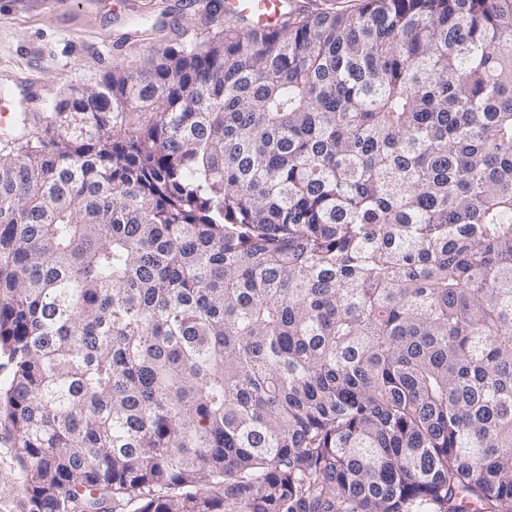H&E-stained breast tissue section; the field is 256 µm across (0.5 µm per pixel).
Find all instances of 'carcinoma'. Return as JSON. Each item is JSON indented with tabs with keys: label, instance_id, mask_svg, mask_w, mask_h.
I'll use <instances>...</instances> for the list:
<instances>
[{
	"label": "carcinoma",
	"instance_id": "carcinoma-1",
	"mask_svg": "<svg viewBox=\"0 0 512 512\" xmlns=\"http://www.w3.org/2000/svg\"><path fill=\"white\" fill-rule=\"evenodd\" d=\"M0 356L32 512H512V0L59 99L0 148Z\"/></svg>",
	"mask_w": 512,
	"mask_h": 512
}]
</instances>
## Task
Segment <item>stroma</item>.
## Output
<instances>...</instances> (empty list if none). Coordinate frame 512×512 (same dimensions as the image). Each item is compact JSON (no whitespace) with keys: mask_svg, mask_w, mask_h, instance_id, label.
<instances>
[{"mask_svg":"<svg viewBox=\"0 0 512 512\" xmlns=\"http://www.w3.org/2000/svg\"><path fill=\"white\" fill-rule=\"evenodd\" d=\"M208 0H0V87L36 73L45 112L96 85L115 62L136 64L170 40L223 27ZM0 512H31L13 433L0 420Z\"/></svg>","mask_w":512,"mask_h":512,"instance_id":"stroma-1","label":"stroma"}]
</instances>
